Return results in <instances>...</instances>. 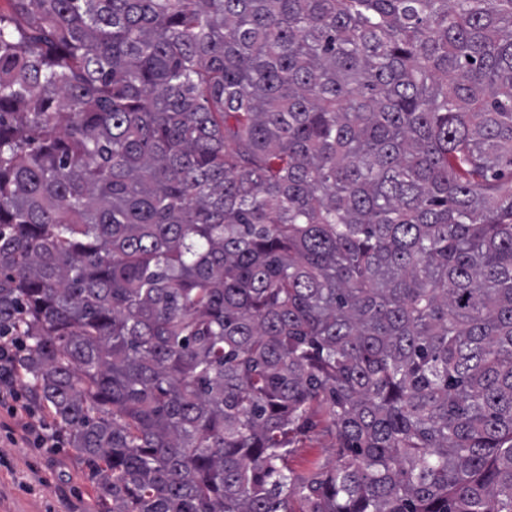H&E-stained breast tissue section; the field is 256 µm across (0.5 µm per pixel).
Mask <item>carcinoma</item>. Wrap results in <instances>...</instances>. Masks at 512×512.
I'll return each mask as SVG.
<instances>
[{"label":"carcinoma","instance_id":"obj_1","mask_svg":"<svg viewBox=\"0 0 512 512\" xmlns=\"http://www.w3.org/2000/svg\"><path fill=\"white\" fill-rule=\"evenodd\" d=\"M7 2L0 336L101 512H512V0ZM318 428L302 437L295 448L294 460L300 470L315 468L327 464L332 458L336 440L330 432L323 431L326 426L324 418H319Z\"/></svg>","mask_w":512,"mask_h":512}]
</instances>
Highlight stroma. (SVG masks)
<instances>
[{
    "label": "stroma",
    "mask_w": 512,
    "mask_h": 512,
    "mask_svg": "<svg viewBox=\"0 0 512 512\" xmlns=\"http://www.w3.org/2000/svg\"><path fill=\"white\" fill-rule=\"evenodd\" d=\"M40 417L37 410L16 416L0 407V512H98L92 476L66 445L39 448L23 438L22 424ZM335 443L320 428L302 437L297 467L328 463Z\"/></svg>",
    "instance_id": "obj_1"
}]
</instances>
